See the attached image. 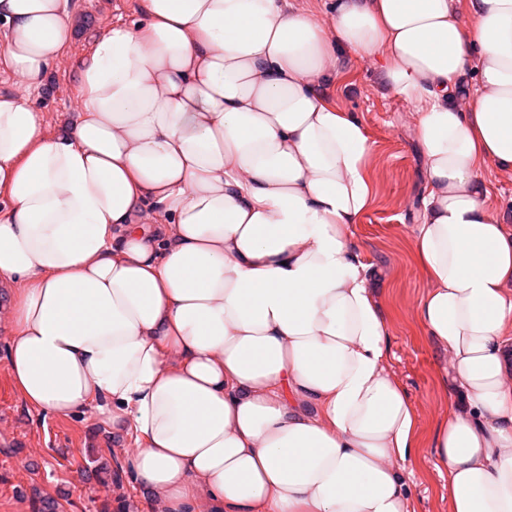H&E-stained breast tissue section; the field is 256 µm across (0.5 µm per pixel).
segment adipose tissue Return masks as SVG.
I'll list each match as a JSON object with an SVG mask.
<instances>
[{"mask_svg":"<svg viewBox=\"0 0 512 512\" xmlns=\"http://www.w3.org/2000/svg\"><path fill=\"white\" fill-rule=\"evenodd\" d=\"M0 285L29 408L133 431L152 512H417L418 415L351 229L361 121L321 88L381 59L417 110L415 318L448 413L446 512H512V0H141L98 34L69 128L37 96L70 0H0ZM471 96L467 107L457 100ZM483 181L488 206L496 212H506L512 224V175L500 173L489 166L483 174Z\"/></svg>","mask_w":512,"mask_h":512,"instance_id":"ef3b65f1","label":"adipose tissue"}]
</instances>
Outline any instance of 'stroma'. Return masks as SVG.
Here are the masks:
<instances>
[{"mask_svg":"<svg viewBox=\"0 0 512 512\" xmlns=\"http://www.w3.org/2000/svg\"><path fill=\"white\" fill-rule=\"evenodd\" d=\"M79 21L76 37L51 68L40 97L50 131L68 126L75 110L79 62L96 34L117 20L138 17L139 0H72ZM344 111L361 120L371 144L368 173L373 200L353 227L365 263L375 274L390 318L388 362L406 388L419 417L420 454L413 465L411 491L419 512H439L443 480L429 455V441L447 403L437 380L438 360L414 318L426 288L411 255L412 229L422 212L419 151L413 137L416 108L386 91L380 62L342 53L327 88ZM8 295L0 288V512H33L39 497L59 501V512H147L129 471L119 485L83 477L92 459L104 456L118 468L135 446L133 435L113 437L96 410L58 418L29 410L12 387L5 361Z\"/></svg>","mask_w":512,"mask_h":512,"instance_id":"obj_1","label":"stroma"}]
</instances>
